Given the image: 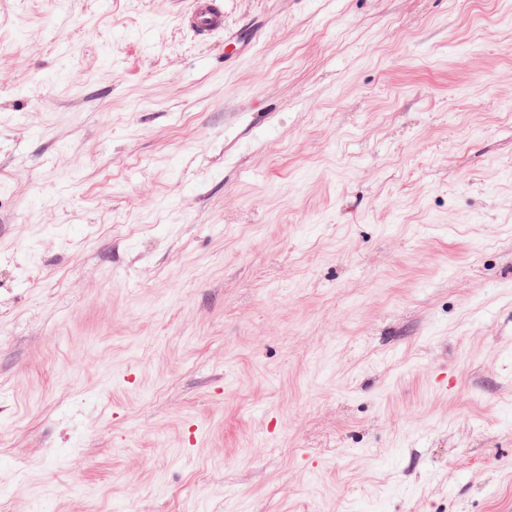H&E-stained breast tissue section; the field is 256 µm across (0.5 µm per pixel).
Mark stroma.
I'll list each match as a JSON object with an SVG mask.
<instances>
[{"mask_svg":"<svg viewBox=\"0 0 512 512\" xmlns=\"http://www.w3.org/2000/svg\"><path fill=\"white\" fill-rule=\"evenodd\" d=\"M189 4L0 0V512H512V0ZM183 21L202 36L223 31L224 3L221 0H191Z\"/></svg>","mask_w":512,"mask_h":512,"instance_id":"stroma-1","label":"stroma"}]
</instances>
